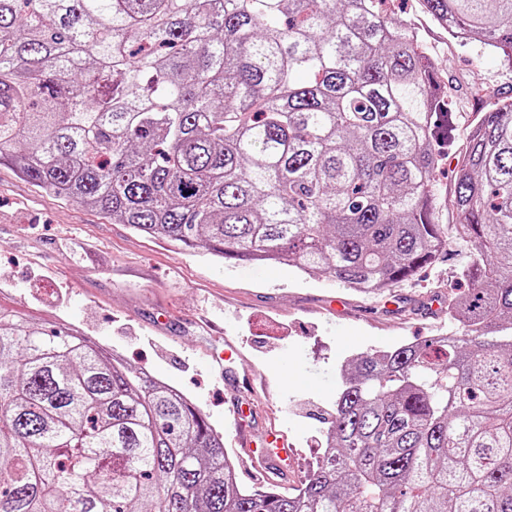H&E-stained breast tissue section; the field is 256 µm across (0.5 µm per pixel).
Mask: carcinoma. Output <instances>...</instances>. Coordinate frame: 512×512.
Instances as JSON below:
<instances>
[{"instance_id": "cac0c4a2", "label": "carcinoma", "mask_w": 512, "mask_h": 512, "mask_svg": "<svg viewBox=\"0 0 512 512\" xmlns=\"http://www.w3.org/2000/svg\"><path fill=\"white\" fill-rule=\"evenodd\" d=\"M390 0H0V162L220 259L367 295L468 240L459 331L360 353L297 489H242L199 408L0 307V512H512V98L453 130ZM512 60V0H422Z\"/></svg>"}]
</instances>
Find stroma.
<instances>
[{
	"label": "stroma",
	"instance_id": "35a3bbf8",
	"mask_svg": "<svg viewBox=\"0 0 512 512\" xmlns=\"http://www.w3.org/2000/svg\"><path fill=\"white\" fill-rule=\"evenodd\" d=\"M396 21L415 30L437 82L453 102L456 139L435 174V218L458 221L453 190L466 137L489 99L512 97V63L475 40L440 28L421 0H395ZM471 246L449 237L436 263L377 296L326 274L219 259L133 232L104 214L44 191L0 165V304L51 330L67 325L187 395L238 455L229 387L253 378L254 436L268 427L297 451L296 487L316 468L320 429L343 389L353 355L454 333L448 301ZM239 356L227 373L225 344ZM238 483L268 490L236 460Z\"/></svg>",
	"mask_w": 512,
	"mask_h": 512
}]
</instances>
